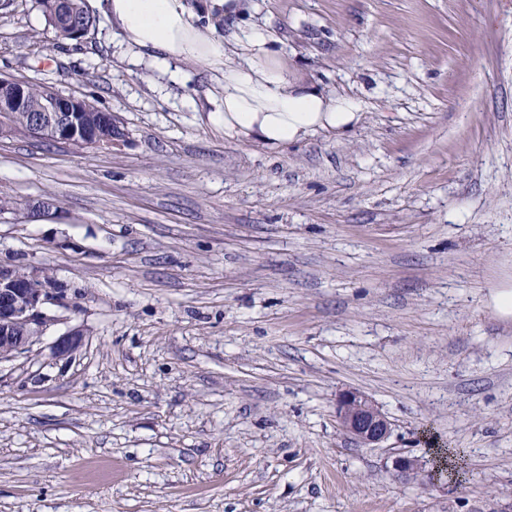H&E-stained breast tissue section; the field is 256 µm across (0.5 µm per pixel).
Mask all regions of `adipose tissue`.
Instances as JSON below:
<instances>
[{"instance_id": "obj_1", "label": "adipose tissue", "mask_w": 512, "mask_h": 512, "mask_svg": "<svg viewBox=\"0 0 512 512\" xmlns=\"http://www.w3.org/2000/svg\"><path fill=\"white\" fill-rule=\"evenodd\" d=\"M88 5L117 28L121 46L149 55L170 82H180L183 61L222 72L223 103L208 119L227 137L277 150L318 131L344 135L358 120L352 101L293 83L261 28L244 34L233 57L222 39L192 22L186 0H88Z\"/></svg>"}]
</instances>
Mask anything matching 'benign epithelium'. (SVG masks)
Wrapping results in <instances>:
<instances>
[{"label": "benign epithelium", "instance_id": "1", "mask_svg": "<svg viewBox=\"0 0 512 512\" xmlns=\"http://www.w3.org/2000/svg\"><path fill=\"white\" fill-rule=\"evenodd\" d=\"M82 99L57 96L46 98L35 106L28 101L27 82L15 78H0V138L16 129L8 121L15 110L31 108L27 126L21 128L38 140L50 139L68 144L82 135L84 146L96 150L112 146V139L101 131L78 126ZM41 271L31 268L27 279L19 281L15 267L0 265V360H11L29 352L42 340L47 327L55 321L54 311L76 307L68 289L38 285ZM82 345V335L71 332L59 337L52 346L57 357H70ZM336 418L342 430L362 448H378L391 432V422L365 393L347 390L336 401ZM423 468L420 459L404 452L392 458V470L397 477H418Z\"/></svg>", "mask_w": 512, "mask_h": 512}]
</instances>
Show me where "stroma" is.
Segmentation results:
<instances>
[{"mask_svg": "<svg viewBox=\"0 0 512 512\" xmlns=\"http://www.w3.org/2000/svg\"><path fill=\"white\" fill-rule=\"evenodd\" d=\"M339 138L271 151L208 114L224 77L131 65L104 17L0 11V77L110 112L109 149L0 140V262L78 304L0 362V512H512V0H241ZM57 212L35 221L41 202ZM67 359L52 345L73 331ZM356 389L392 423L340 429ZM459 479L394 477L406 452ZM46 21L62 39L78 41L71 34L70 21L93 26L94 18L85 7V0H39ZM336 418L342 430L359 447L378 448L391 432V422L365 393L347 390L336 401Z\"/></svg>", "mask_w": 512, "mask_h": 512, "instance_id": "1", "label": "stroma"}]
</instances>
